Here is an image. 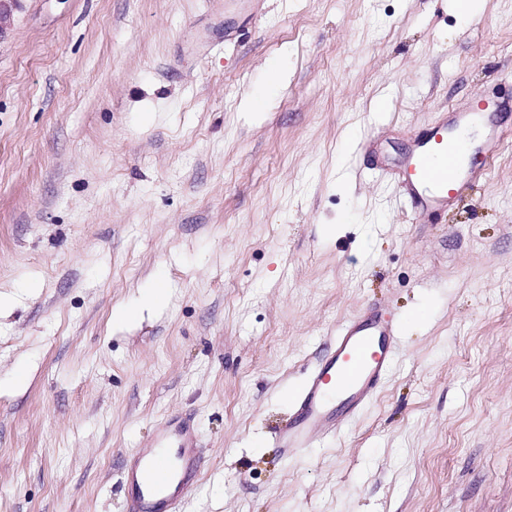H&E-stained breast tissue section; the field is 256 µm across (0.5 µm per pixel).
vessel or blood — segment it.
<instances>
[{
    "instance_id": "1",
    "label": "vessel or blood",
    "mask_w": 512,
    "mask_h": 512,
    "mask_svg": "<svg viewBox=\"0 0 512 512\" xmlns=\"http://www.w3.org/2000/svg\"><path fill=\"white\" fill-rule=\"evenodd\" d=\"M503 110V103L494 99L477 108L452 107L415 133L403 178L413 223H430L437 213L463 203L467 189L482 180L484 166L470 157L494 155L504 134ZM474 125L484 127L487 136L468 148L457 133ZM397 345L395 321L384 308L369 307L343 322L299 386L294 410L278 429L274 447L282 455H294L339 433L375 397L393 367ZM199 446L189 423L175 419L157 425L149 447L131 453L120 472L129 512H177L196 485L202 466Z\"/></svg>"
}]
</instances>
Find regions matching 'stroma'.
Returning <instances> with one entry per match:
<instances>
[{"label": "stroma", "instance_id": "1", "mask_svg": "<svg viewBox=\"0 0 512 512\" xmlns=\"http://www.w3.org/2000/svg\"><path fill=\"white\" fill-rule=\"evenodd\" d=\"M474 2L19 0L0 512H126L121 461L171 417L203 445L180 512H512V136L437 223L396 177L411 131L512 95V0ZM373 301L400 325L379 394L280 455L306 368Z\"/></svg>", "mask_w": 512, "mask_h": 512}]
</instances>
